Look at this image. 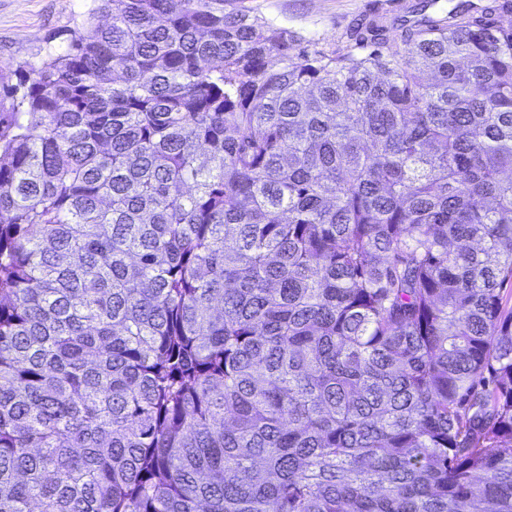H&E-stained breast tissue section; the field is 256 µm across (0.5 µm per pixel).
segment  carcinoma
<instances>
[{
    "label": "carcinoma",
    "mask_w": 512,
    "mask_h": 512,
    "mask_svg": "<svg viewBox=\"0 0 512 512\" xmlns=\"http://www.w3.org/2000/svg\"><path fill=\"white\" fill-rule=\"evenodd\" d=\"M99 2L0 86V512H512V0ZM227 10L245 9L272 24L288 28L325 46L343 47L347 22L364 8L369 0H228ZM365 18L395 16L403 10L401 0H371Z\"/></svg>",
    "instance_id": "cac0c4a2"
}]
</instances>
